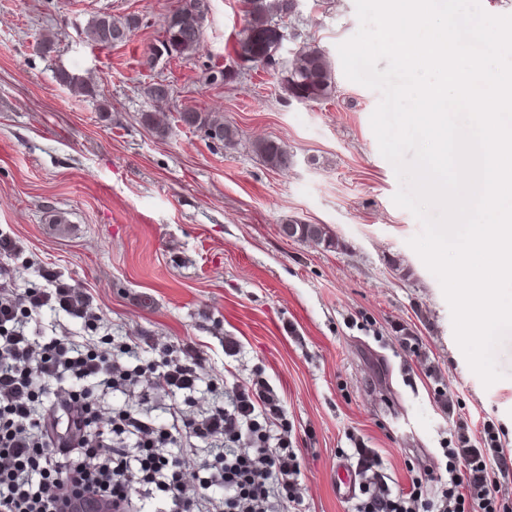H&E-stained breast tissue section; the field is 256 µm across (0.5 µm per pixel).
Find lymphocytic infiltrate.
Listing matches in <instances>:
<instances>
[{
    "mask_svg": "<svg viewBox=\"0 0 512 512\" xmlns=\"http://www.w3.org/2000/svg\"><path fill=\"white\" fill-rule=\"evenodd\" d=\"M0 265V512H66L70 500L97 497L116 512H143L155 496L166 512H300L304 495L291 431L276 394L259 381L221 388L188 348L141 364L153 340L135 337L103 348L72 336H34V312L48 309L90 325L100 309L86 290L50 269L42 288H18ZM134 397L102 418L88 386ZM223 390L203 414L185 415L178 398L200 384ZM167 396L170 428L139 412L152 395ZM448 478L426 499L420 482L365 490L353 512H500L496 477L512 475L491 425L474 445L467 421L456 420ZM205 443L213 452L187 484L182 457ZM179 445L177 454L167 451Z\"/></svg>",
    "mask_w": 512,
    "mask_h": 512,
    "instance_id": "1",
    "label": "lymphocytic infiltrate"
}]
</instances>
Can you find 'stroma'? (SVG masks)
Segmentation results:
<instances>
[{
  "label": "stroma",
  "mask_w": 512,
  "mask_h": 512,
  "mask_svg": "<svg viewBox=\"0 0 512 512\" xmlns=\"http://www.w3.org/2000/svg\"><path fill=\"white\" fill-rule=\"evenodd\" d=\"M178 5L0 0V232L22 244L10 273L42 288L40 270H54L102 311L90 329L42 311V335L148 336L192 347L227 383L262 379L292 425L308 512H351L336 465L362 452L392 487L443 474L454 412L476 433L492 421L512 455V334L496 352L503 379L484 386L408 244L421 225L392 201L399 181L370 123L380 94L344 75L337 46L359 28L354 0H302L285 21L282 59L305 42L329 56L336 87L320 102L288 97L276 71L239 56L241 0H208L197 50L154 60ZM102 13L138 25L101 49L82 28ZM46 34L52 48L36 50ZM62 70L94 95L60 84ZM156 82L172 90L164 135L141 119ZM183 109L223 117L237 145L183 125ZM260 138L286 145L293 166H267ZM289 219L322 225L340 249L285 237ZM411 337L421 356L403 350Z\"/></svg>",
  "instance_id": "obj_1"
}]
</instances>
